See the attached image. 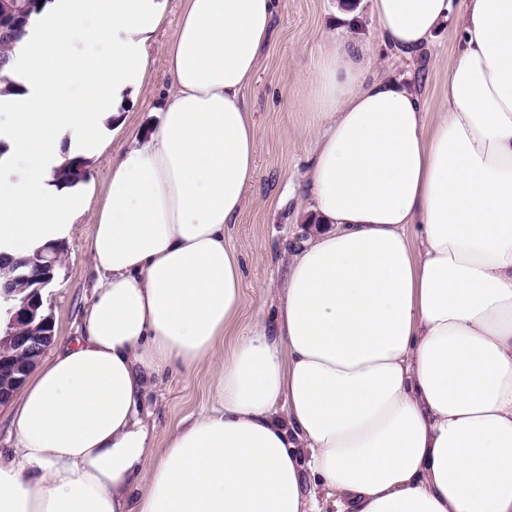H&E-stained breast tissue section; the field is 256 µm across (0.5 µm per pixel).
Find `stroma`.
Instances as JSON below:
<instances>
[{"label":"stroma","mask_w":512,"mask_h":512,"mask_svg":"<svg viewBox=\"0 0 512 512\" xmlns=\"http://www.w3.org/2000/svg\"><path fill=\"white\" fill-rule=\"evenodd\" d=\"M344 0H281L265 47L257 77L245 99L256 125L257 173L247 205L238 221L225 232V240L239 256L243 268V308L224 334L225 344L249 331L256 319L271 321L275 290L285 281L288 255L308 231L299 207L308 161L317 132L301 106L309 86L318 47L335 32L372 44L370 68L376 74L403 77L414 83L429 111L448 105V73L453 65L456 32L445 26L433 43L413 60L399 58L375 46V25L368 0H351L356 25L341 21ZM182 0H166L165 23L153 34L148 48L149 83L142 95L127 101L121 125L109 149H92L91 177L104 185L113 150L130 134L144 132L159 121V102L169 86L165 45L177 23ZM92 213H85L71 227L65 259L44 291V308L53 317L55 341L76 336L82 315L91 302L99 276L87 250ZM213 365L204 361L193 370H169L147 388L140 415L157 444H164L182 420L195 418L210 406Z\"/></svg>","instance_id":"35a3bbf8"}]
</instances>
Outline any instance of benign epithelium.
Here are the masks:
<instances>
[{"label": "benign epithelium", "mask_w": 512, "mask_h": 512, "mask_svg": "<svg viewBox=\"0 0 512 512\" xmlns=\"http://www.w3.org/2000/svg\"><path fill=\"white\" fill-rule=\"evenodd\" d=\"M23 0H0V23H16L26 12ZM29 273L22 275L29 288L18 304L8 311L10 318L0 337V406L7 404L29 376L31 366L39 363L46 347L37 341H53L54 322L51 315H38L44 308L41 290L54 279L59 265L58 253L48 256L41 251L25 259Z\"/></svg>", "instance_id": "obj_1"}]
</instances>
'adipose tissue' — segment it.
Here are the masks:
<instances>
[{"label": "adipose tissue", "instance_id": "obj_1", "mask_svg": "<svg viewBox=\"0 0 512 512\" xmlns=\"http://www.w3.org/2000/svg\"><path fill=\"white\" fill-rule=\"evenodd\" d=\"M369 4L404 56L453 24L448 108L371 74L361 42L323 41L304 100L321 131L315 228L274 325L228 348L243 273L224 230L256 173L243 91L278 0H183L160 121L113 156L94 212L101 283L79 336L15 399L0 512H512V0ZM164 14L165 0H50L17 44L0 252L66 240L95 185L54 171L145 89ZM72 33L111 51L72 58ZM205 360L211 412L157 446L145 388Z\"/></svg>", "mask_w": 512, "mask_h": 512}]
</instances>
